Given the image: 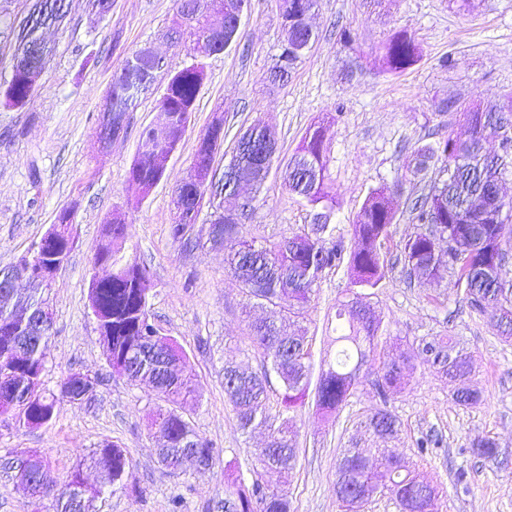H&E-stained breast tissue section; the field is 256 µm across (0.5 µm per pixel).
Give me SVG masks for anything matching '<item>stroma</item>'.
<instances>
[{
  "label": "stroma",
  "instance_id": "stroma-1",
  "mask_svg": "<svg viewBox=\"0 0 512 512\" xmlns=\"http://www.w3.org/2000/svg\"><path fill=\"white\" fill-rule=\"evenodd\" d=\"M89 3L68 0L64 23L45 32L54 52L31 104L17 109L0 102V269L25 255L62 208L74 210L77 243L48 293L54 323L42 381L55 391L67 375L82 372L99 384L94 401L62 403L57 416L37 428L0 415V512H54L52 501L33 504L17 486L16 464L35 453L47 457L52 481L79 469L89 486H99L103 465L89 467L85 461L106 442L126 450L132 470L126 488L97 499V512H171L176 499L181 512H209L224 497L229 464L245 481L259 475L270 485L286 484L291 512H340L336 462L355 436L358 419L379 405L401 423L398 438L387 443L389 452L419 461L441 486L436 512H512V465L495 467L471 451L479 437L494 438L512 451V341L498 335L491 315L476 316L455 290L440 293L408 281L401 264L390 265L371 294L384 325L375 358L362 367L338 418L323 419L310 393L288 412L298 462L285 482L278 473L259 472L255 450L264 436L242 434L224 395L225 362L253 371L262 367L249 338L250 321L276 316L272 308L247 309L224 267L233 241L215 247L208 240L211 213L236 210L240 201L203 200L193 229L197 246H185L171 233L175 188L200 137L218 117L224 141L213 165L220 169L239 131L251 124L272 130L284 164L314 123L335 114V122L323 125L336 193L331 221L343 237H350L372 190L400 180L406 195L421 194L424 183L408 168L413 151L464 131L458 113L440 112L438 103L497 102L512 93V0H476L470 11L460 10L456 0H386L382 9L369 0H320L311 19L318 37L279 87L266 77L284 38L280 2L248 0L237 41L200 60L205 77L188 127L163 178L141 199L127 183L139 135L144 127L161 124L159 101L170 76L197 60L166 37L176 14L174 0H112L103 17ZM30 6L31 0H0V91L13 64L8 25ZM402 28L414 35L422 55L405 72L389 73L382 68L380 48ZM345 29L351 33L347 44L340 39ZM142 48L164 57L166 67L136 100L126 132L101 148L99 116L112 75ZM347 65L355 71L349 80L342 75ZM116 212L132 226L124 256L151 271L152 319L185 352L182 370L198 397L177 410L213 445L208 467L188 463L172 472L159 463L160 440L151 427L158 398L149 387L115 373L104 353L89 305L90 273L106 242L104 226ZM310 222L307 208L272 175L247 224L261 238L297 232ZM349 287L345 268L327 271L298 319L312 342L313 371L336 353V304ZM431 335L455 337L471 353L470 385L480 403L455 404L452 384L423 362L405 390L380 402L374 384L392 340L409 350L419 337ZM430 434L441 439V447L418 456L417 439Z\"/></svg>",
  "mask_w": 512,
  "mask_h": 512
}]
</instances>
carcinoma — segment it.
Segmentation results:
<instances>
[{"mask_svg": "<svg viewBox=\"0 0 512 512\" xmlns=\"http://www.w3.org/2000/svg\"><path fill=\"white\" fill-rule=\"evenodd\" d=\"M248 0H175L176 18L170 30L173 46H188L200 58L224 51L237 41L239 30L230 24L236 2ZM312 14L318 0H280L282 16ZM223 22L214 28L212 17ZM66 16V0H35L30 20L18 25L14 45L11 79L5 89L9 106L23 108L33 99L39 77L50 55L41 38L44 28L60 24ZM316 34L310 24L295 19L286 23L285 38L275 66L269 73L272 85H283L300 61L301 48L309 46ZM384 70L402 72L416 64L421 48L406 31L394 34L381 47ZM162 67V59L150 51L133 53L112 77L104 111L127 126V115L136 97L146 87L128 83L127 72L134 69L141 77L154 79ZM204 69L191 65L174 74L160 99L164 122L160 128H147L141 134L137 156L127 177L130 189L139 197L146 196L165 173L158 159L167 145L182 139L189 123ZM468 135H448L435 143L414 150L408 168L415 174L431 172L428 192L408 199L416 230L400 244L398 260L407 277L420 283L440 284L448 280V270L456 272L453 287L462 292L471 311L482 313L491 306L496 310L500 336L512 339V283L502 277L503 267L512 253V198L490 197L491 187L512 174V94L491 105L460 107ZM490 139L500 143V152L491 153L485 144ZM241 144L224 168L222 176L211 173V181H199L200 171L207 168L206 157L197 151L193 163L175 191L176 217L174 236L192 243L191 234L199 210L193 208L191 195L223 189L231 182L251 186L254 196L271 173H280L288 191L310 209L309 230L261 241L248 235L245 213L216 212L210 226L224 227V238L238 241V249L225 254V267L230 271L241 293L250 303L279 310L289 321L312 299L314 288L323 274L346 266L351 289L349 299L336 306V356L322 370L315 388L316 407L324 416L339 414L359 379L361 367L374 351L382 320L369 301L366 288L376 287L388 266L384 245L391 236L402 186H381L373 190L352 225L354 245L346 248L343 237L330 223L334 196L327 183L328 145L322 125L307 130L295 153L284 168L275 165L276 138L269 129L254 124L240 133ZM129 225L121 213L113 214L106 226V243L97 257L112 264V282L99 289L98 304L104 325L112 333V369L132 383L152 388L158 398L175 403L196 393L195 384L178 374L184 358L181 347L173 339L160 335L151 321L148 295L152 287L150 269L124 261L121 251L128 237ZM449 237L455 247L444 254L436 243V234ZM10 276L24 282L28 291L0 287V325L10 323L16 336L27 340L30 325L45 316L52 319L47 286L28 271L24 258L0 270V279ZM252 343L263 358V371L248 373L232 363L224 364V393L235 410L239 429L245 433L255 429L266 431L264 447L257 449L261 468L292 475L297 465V448L290 419L283 416L300 401L310 386L311 351L303 334L288 332L283 324L255 322L251 324ZM52 331L26 346L25 356L7 364L0 363V389L11 394L0 398V414L13 413L28 427L49 423L62 399L83 402V387L68 392L47 393L42 383L30 373L45 367ZM417 357L436 372L458 383L453 400L460 406L474 405L479 394L465 386L473 371L472 355L447 336H426L419 340ZM415 364L413 358L392 345L376 381L382 400L409 385ZM282 388L281 408L269 403L271 377ZM364 432L381 437H394L401 431L397 417L386 409L376 408L363 415ZM164 443L158 449L160 463L175 469L191 457L205 465L214 458V448L201 438L189 421L173 408H156L152 419ZM476 454L496 462L501 455L495 440L486 437L474 444ZM106 461L102 484L124 486L130 472V460L116 444L96 451ZM336 497L341 512H353L354 502L382 493L410 495L411 507L417 509L428 500L438 499L440 489L425 477L419 464L402 456L387 455L381 449L347 448L336 465ZM27 494L36 499H53L56 512H95L94 501L99 490L88 488L80 472H74L61 484L45 481L28 487ZM224 512H290L288 491L268 488L254 479L246 485L234 474L225 477Z\"/></svg>", "mask_w": 512, "mask_h": 512, "instance_id": "carcinoma-1", "label": "carcinoma"}]
</instances>
